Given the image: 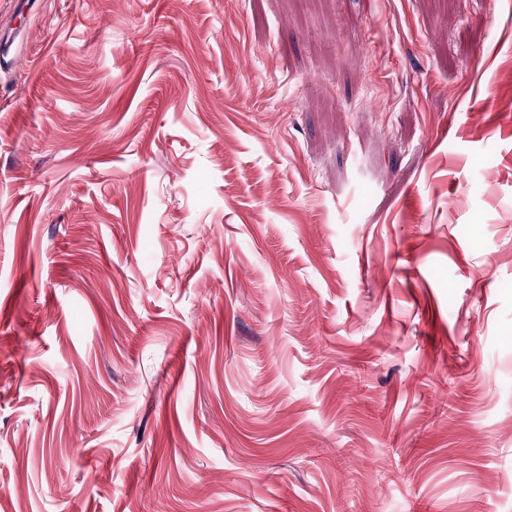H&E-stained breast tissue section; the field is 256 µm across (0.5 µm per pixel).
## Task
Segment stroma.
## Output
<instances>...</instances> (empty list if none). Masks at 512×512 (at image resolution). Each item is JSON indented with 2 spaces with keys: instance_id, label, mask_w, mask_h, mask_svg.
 <instances>
[{
  "instance_id": "1",
  "label": "stroma",
  "mask_w": 512,
  "mask_h": 512,
  "mask_svg": "<svg viewBox=\"0 0 512 512\" xmlns=\"http://www.w3.org/2000/svg\"><path fill=\"white\" fill-rule=\"evenodd\" d=\"M0 0V512H512V0Z\"/></svg>"
}]
</instances>
